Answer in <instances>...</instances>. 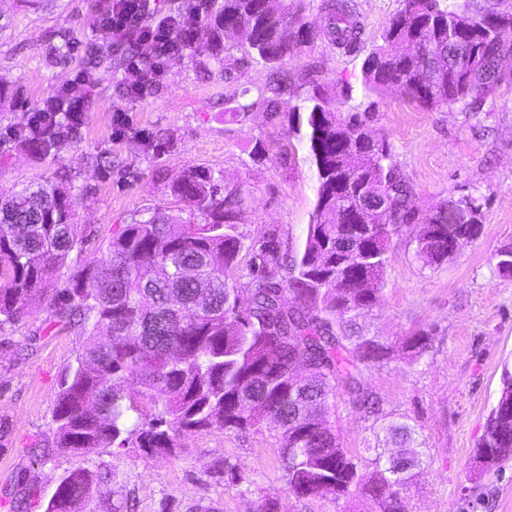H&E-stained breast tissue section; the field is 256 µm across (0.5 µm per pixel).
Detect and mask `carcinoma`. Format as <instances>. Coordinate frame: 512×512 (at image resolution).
Wrapping results in <instances>:
<instances>
[{
	"label": "carcinoma",
	"mask_w": 512,
	"mask_h": 512,
	"mask_svg": "<svg viewBox=\"0 0 512 512\" xmlns=\"http://www.w3.org/2000/svg\"><path fill=\"white\" fill-rule=\"evenodd\" d=\"M304 12L302 0H212L201 19L210 30L204 52L228 83L240 70L224 47L225 28L243 17L252 21L245 53L268 66L273 79L237 111L261 108L307 143L319 187L301 249L288 254L274 230L244 245L242 188L189 166L169 188L193 219L156 209L118 226L100 259L57 289L56 268L91 232L75 223L71 181L29 183L0 200V327L44 301L57 321L87 326L53 416L55 446L74 457L113 446L171 455L183 431L257 432L276 418L289 492L335 499L354 487L372 512H407L400 488L415 459H385L376 448L374 470L365 473L326 416L340 386L359 407L377 410L360 375L362 367L389 359L390 347L364 334L358 319L377 302L401 227L415 225V256L423 265L448 260V202L420 216L387 139L367 138L368 113L338 105L355 92L369 99L401 89L423 109L460 103L477 111L507 78L512 42L490 35L480 0H403L382 44L363 60L360 86H341L333 100L312 72L285 66L318 34L350 51L362 28L349 0L322 3L317 25ZM297 84L310 85L312 95L277 111L278 99ZM16 140L56 154L68 135L22 124ZM374 199L383 201L379 230L349 232V216ZM243 250L251 258L238 275ZM240 292L249 300L243 313L234 307ZM429 341L419 330L406 348L416 359ZM299 364L309 375L295 390ZM498 402L478 455L498 452L499 437L512 438V375L503 378ZM90 490V475L75 469L61 477L46 512H78Z\"/></svg>",
	"instance_id": "cac0c4a2"
}]
</instances>
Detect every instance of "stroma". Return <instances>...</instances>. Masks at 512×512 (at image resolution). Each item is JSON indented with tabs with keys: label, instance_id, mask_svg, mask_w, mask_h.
<instances>
[{
	"label": "stroma",
	"instance_id": "35a3bbf8",
	"mask_svg": "<svg viewBox=\"0 0 512 512\" xmlns=\"http://www.w3.org/2000/svg\"><path fill=\"white\" fill-rule=\"evenodd\" d=\"M401 4L356 0L360 50L347 53L319 37L296 66L312 69L331 92L342 79L359 85L366 53L380 44ZM94 6L95 0L40 7L0 0V196L71 174L76 221L97 231L57 270V287L101 257L115 225L154 208L188 219L168 183L189 166L242 184L248 202L238 228L246 238L273 228L290 249L300 248L318 189L306 145L266 112L233 113L269 82L263 64H245L231 86L223 69L189 51L170 59L161 83L136 98L124 94L122 72L102 66L83 127L66 148L42 155L8 137L27 109L85 65L82 53H66L67 44H111ZM369 111L371 130L387 139L413 187L417 211L426 215L442 201L469 196L480 207L482 232L433 267L416 260L413 227L393 236L379 301L360 319L393 348L389 360L362 371L380 411L365 414L340 389L329 422L363 469H372L375 448L413 453L414 477L402 489L409 512H512V459L490 471L474 461L502 374L512 372V274L498 270L496 256L512 246V81H502L477 112L458 105L430 112L397 89L373 97ZM119 114L127 125L122 133L114 123ZM161 132L166 143L153 150L147 139ZM259 143L266 158L257 163L252 154ZM419 329L428 330L431 342L413 360L404 341ZM83 338L80 326L51 322L45 305L0 328V512H46L57 480L79 465L93 478L81 512H198L207 504L211 512H261L269 501L278 512H371L356 491L338 500L289 492L272 423L259 433L185 432L172 456L107 448L79 462L55 449L57 392ZM396 422L414 431L402 446L386 432ZM219 460L233 466V476L213 475Z\"/></svg>",
	"mask_w": 512,
	"mask_h": 512
}]
</instances>
